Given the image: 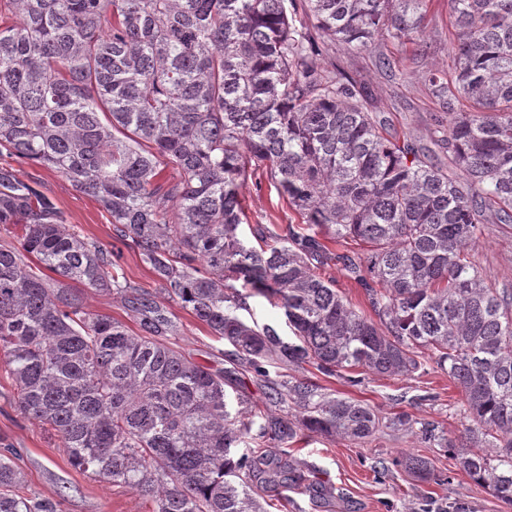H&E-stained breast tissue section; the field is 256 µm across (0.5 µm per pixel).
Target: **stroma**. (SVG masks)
Instances as JSON below:
<instances>
[{
	"mask_svg": "<svg viewBox=\"0 0 512 512\" xmlns=\"http://www.w3.org/2000/svg\"><path fill=\"white\" fill-rule=\"evenodd\" d=\"M449 13L448 0H430L425 47L380 39V51L399 63L396 75L381 69L371 54L351 52L338 44L322 46L316 60L323 67L338 65L358 81L365 90L368 107L384 121V136L400 137L409 132L421 145H429V131L440 110L422 75L430 68L447 71L451 63L454 29ZM15 168L22 180L56 203L67 224L104 246H112L111 218L97 202L57 172L24 162L16 163ZM241 193L247 216L241 226L244 240H251L250 227L254 224L279 230L298 223L287 200L279 197L268 180L248 181ZM470 258L496 287L512 289V223L485 225ZM118 263L135 292L150 294L168 311L177 327L172 338L175 348L201 365L232 371L235 391L254 410H265L263 390L241 364L234 347L213 336L206 325L169 298L136 249L123 248ZM300 375L339 395L366 401L387 417L405 413L454 433L466 424L460 389L430 364L411 377L371 375L359 386L326 377L309 366ZM7 451L15 467L26 476L27 492L57 500L59 512L151 510L150 504L128 488L75 470L59 438L21 414L13 381L0 362V454ZM289 452L306 481L325 486L326 492L315 496L295 488L282 499L260 490L256 497L264 512H455L458 504L464 505L466 512H512V506L469 478L447 444L421 442L403 428L385 427L363 441L310 435L293 443ZM404 452L430 459L435 478L421 481L395 465V458Z\"/></svg>",
	"mask_w": 512,
	"mask_h": 512,
	"instance_id": "1",
	"label": "stroma"
}]
</instances>
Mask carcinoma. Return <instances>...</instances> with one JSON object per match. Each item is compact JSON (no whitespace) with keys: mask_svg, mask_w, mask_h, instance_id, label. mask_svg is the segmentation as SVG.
<instances>
[{"mask_svg":"<svg viewBox=\"0 0 512 512\" xmlns=\"http://www.w3.org/2000/svg\"><path fill=\"white\" fill-rule=\"evenodd\" d=\"M429 0H0V355L16 404L54 431L70 463L152 512H264L302 476L305 433L371 437L370 404L270 368L402 375L427 356L462 393L459 465L512 505V291L468 258L482 225L512 222V0H449L453 71L423 74L442 114L430 141L389 139L317 40L377 56V38L424 42ZM56 171L111 217L161 288L227 341L288 414L248 412L228 372L168 342L148 294L127 299L140 333L86 310L79 283L126 295L114 252L67 226L11 160ZM173 176L162 178L165 169ZM262 171L302 224L240 237L241 190ZM366 245L365 257L329 244ZM365 291L354 309L332 263ZM54 273L48 276L45 271ZM276 299L293 337L241 318ZM240 405L232 410L233 404ZM250 437L279 449L239 452ZM399 463L434 475L412 453ZM0 455V512H58L25 495Z\"/></svg>","mask_w":512,"mask_h":512,"instance_id":"1","label":"carcinoma"}]
</instances>
